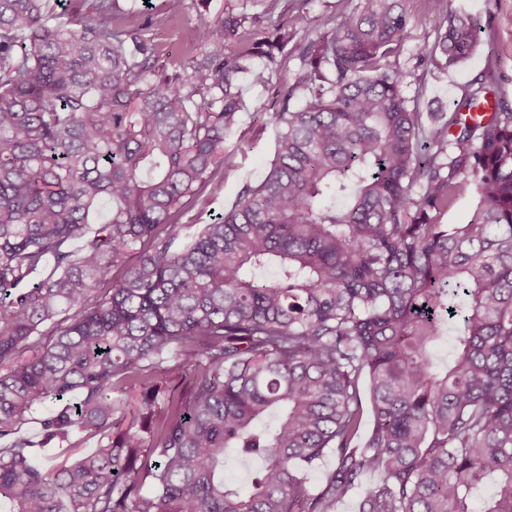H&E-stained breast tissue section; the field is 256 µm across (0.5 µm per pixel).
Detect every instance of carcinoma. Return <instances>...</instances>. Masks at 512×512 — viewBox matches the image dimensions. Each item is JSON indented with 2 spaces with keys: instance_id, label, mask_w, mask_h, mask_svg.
<instances>
[{
  "instance_id": "obj_1",
  "label": "carcinoma",
  "mask_w": 512,
  "mask_h": 512,
  "mask_svg": "<svg viewBox=\"0 0 512 512\" xmlns=\"http://www.w3.org/2000/svg\"><path fill=\"white\" fill-rule=\"evenodd\" d=\"M250 1L183 60L154 31L186 0H0V512H337L358 488V512H512V109L480 86L418 110L407 0H352L306 43L302 15L271 23L289 0ZM476 37L454 13L435 48ZM290 42L264 176L182 236L239 80ZM229 452L261 461L245 491ZM329 453L310 488L297 465Z\"/></svg>"
}]
</instances>
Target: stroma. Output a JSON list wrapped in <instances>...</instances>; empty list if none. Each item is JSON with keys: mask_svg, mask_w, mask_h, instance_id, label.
<instances>
[{"mask_svg": "<svg viewBox=\"0 0 512 512\" xmlns=\"http://www.w3.org/2000/svg\"><path fill=\"white\" fill-rule=\"evenodd\" d=\"M347 3L311 0L298 40H313L328 31ZM409 9L412 24L399 64L408 73L404 93L418 97L420 111H454L457 103L481 85L512 104V0H410ZM459 9L478 22V44L469 60L449 68L432 47L446 14ZM278 61L279 69L268 85L241 80L240 125L224 143V166L199 193L183 200L178 221L187 225L189 232H196L230 208L243 184L259 180L272 159L276 129L271 115L280 108L278 90L300 67L290 48Z\"/></svg>", "mask_w": 512, "mask_h": 512, "instance_id": "obj_1", "label": "stroma"}]
</instances>
